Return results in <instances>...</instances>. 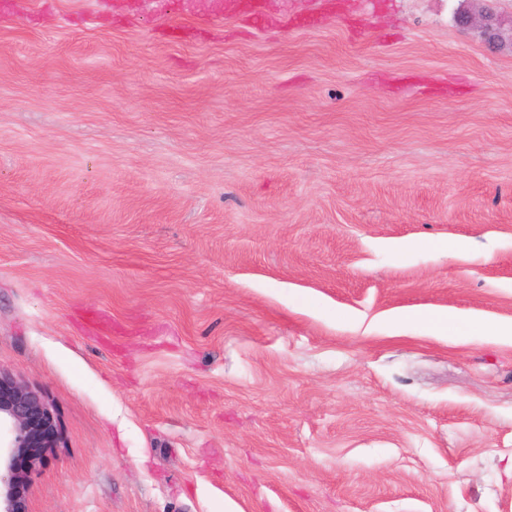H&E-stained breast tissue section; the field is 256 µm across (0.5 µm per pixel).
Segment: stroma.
<instances>
[{
    "label": "stroma",
    "instance_id": "35a3bbf8",
    "mask_svg": "<svg viewBox=\"0 0 512 512\" xmlns=\"http://www.w3.org/2000/svg\"><path fill=\"white\" fill-rule=\"evenodd\" d=\"M14 3L0 371L61 437L24 512H512V345L400 320L512 321V54L461 0ZM226 15L250 22L254 26H264L266 10L263 0H229Z\"/></svg>",
    "mask_w": 512,
    "mask_h": 512
}]
</instances>
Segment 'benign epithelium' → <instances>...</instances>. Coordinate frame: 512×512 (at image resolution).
Masks as SVG:
<instances>
[{
	"label": "benign epithelium",
	"mask_w": 512,
	"mask_h": 512,
	"mask_svg": "<svg viewBox=\"0 0 512 512\" xmlns=\"http://www.w3.org/2000/svg\"><path fill=\"white\" fill-rule=\"evenodd\" d=\"M457 20L475 28L486 44L512 52V14L492 8L473 13L464 7ZM59 444L56 419L43 397L0 372V512H22L27 475L16 467L18 455Z\"/></svg>",
	"instance_id": "obj_1"
}]
</instances>
